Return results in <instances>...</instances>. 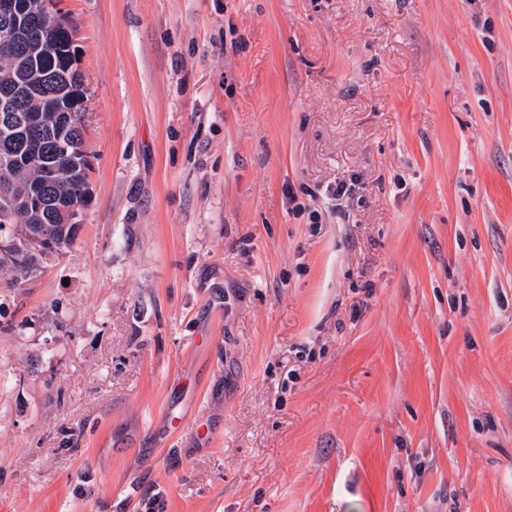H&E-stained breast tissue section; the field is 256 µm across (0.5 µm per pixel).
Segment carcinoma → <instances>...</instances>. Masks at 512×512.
<instances>
[{
    "instance_id": "cac0c4a2",
    "label": "carcinoma",
    "mask_w": 512,
    "mask_h": 512,
    "mask_svg": "<svg viewBox=\"0 0 512 512\" xmlns=\"http://www.w3.org/2000/svg\"><path fill=\"white\" fill-rule=\"evenodd\" d=\"M12 31L9 43L0 42V99L14 100L12 111L0 108V184L8 195L0 194V214L5 212L16 225L14 238L19 255L10 260L0 257V267L8 266L20 276L32 268L36 254L20 249L29 235H42L48 247L43 252H58L75 239L76 224L61 223L53 204L62 202L80 209L91 197L87 191L91 166L81 164L84 136L75 139L72 153L56 146L52 134L72 105L67 81L79 72L74 60L63 59L53 49L55 33L48 27H31L12 17L0 15V32ZM35 114L43 131L49 134L39 153L28 148L11 131L13 114Z\"/></svg>"
}]
</instances>
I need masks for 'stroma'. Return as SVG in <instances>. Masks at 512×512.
<instances>
[{"label": "stroma", "mask_w": 512, "mask_h": 512, "mask_svg": "<svg viewBox=\"0 0 512 512\" xmlns=\"http://www.w3.org/2000/svg\"><path fill=\"white\" fill-rule=\"evenodd\" d=\"M58 7L92 197L0 269V512H512V0Z\"/></svg>", "instance_id": "obj_1"}]
</instances>
